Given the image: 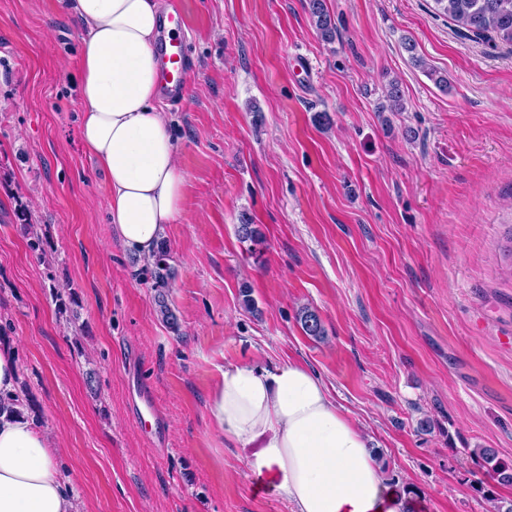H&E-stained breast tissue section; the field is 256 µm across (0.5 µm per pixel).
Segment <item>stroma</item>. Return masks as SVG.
Returning <instances> with one entry per match:
<instances>
[{"instance_id":"obj_1","label":"stroma","mask_w":512,"mask_h":512,"mask_svg":"<svg viewBox=\"0 0 512 512\" xmlns=\"http://www.w3.org/2000/svg\"><path fill=\"white\" fill-rule=\"evenodd\" d=\"M165 4L192 79L161 103L188 220L166 227L160 284L114 236L79 140L62 0H0V348L78 512H291L251 449L225 447L210 399L225 365L292 359L414 512L511 507L474 451L512 462V47L469 40L433 0H325L330 42L308 0ZM393 81L401 112L381 109ZM308 1L309 14L314 27L324 40L331 41L336 33V25L325 10L324 0Z\"/></svg>"}]
</instances>
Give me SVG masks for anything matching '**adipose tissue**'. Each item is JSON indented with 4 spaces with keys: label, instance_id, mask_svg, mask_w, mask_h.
Segmentation results:
<instances>
[{
    "label": "adipose tissue",
    "instance_id": "adipose-tissue-1",
    "mask_svg": "<svg viewBox=\"0 0 512 512\" xmlns=\"http://www.w3.org/2000/svg\"><path fill=\"white\" fill-rule=\"evenodd\" d=\"M82 37L79 137L106 175L109 219L122 246L151 257L166 225L185 217V175L161 96L164 0H64ZM14 352L0 350V512H76L58 441L25 416ZM228 448L292 512H409L368 435L340 410L319 374L298 361L269 370L226 366L211 396Z\"/></svg>",
    "mask_w": 512,
    "mask_h": 512
}]
</instances>
